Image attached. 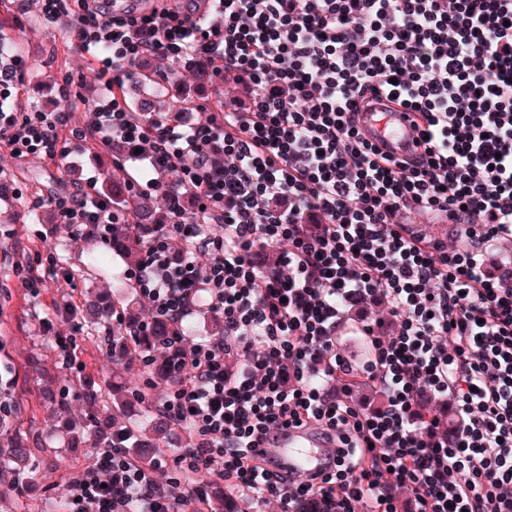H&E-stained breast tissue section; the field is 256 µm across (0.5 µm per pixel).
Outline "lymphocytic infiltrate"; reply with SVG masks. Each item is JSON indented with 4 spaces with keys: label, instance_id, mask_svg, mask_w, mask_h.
Returning <instances> with one entry per match:
<instances>
[{
    "label": "lymphocytic infiltrate",
    "instance_id": "f902f5d3",
    "mask_svg": "<svg viewBox=\"0 0 512 512\" xmlns=\"http://www.w3.org/2000/svg\"><path fill=\"white\" fill-rule=\"evenodd\" d=\"M67 13L111 99L80 127L67 109L1 111L0 142L52 165L69 140H116L175 174L133 276L180 353L163 411L197 437L150 470L96 448L68 512H206L204 473L281 512H401L404 492L415 512H512V283L479 249L512 238V0H40L43 22ZM148 55L199 58L243 96L192 124L129 111L119 91ZM375 110L410 113L418 157L364 137ZM48 203L74 237L129 221L91 186ZM431 218L476 248L428 239ZM202 303L223 331L192 341ZM368 303L394 334L349 323ZM370 383L374 409L353 399ZM444 394L451 425L427 407ZM304 425L333 433L336 458L295 482L260 447Z\"/></svg>",
    "mask_w": 512,
    "mask_h": 512
}]
</instances>
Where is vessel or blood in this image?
<instances>
[{"instance_id": "vessel-or-blood-1", "label": "vessel or blood", "mask_w": 512, "mask_h": 512, "mask_svg": "<svg viewBox=\"0 0 512 512\" xmlns=\"http://www.w3.org/2000/svg\"><path fill=\"white\" fill-rule=\"evenodd\" d=\"M366 131L396 152L402 151L411 135L408 124L397 114L386 115L379 122L368 120ZM335 448V443L319 429L309 426L275 431L263 444L268 458L285 466L297 479L324 470L334 457Z\"/></svg>"}]
</instances>
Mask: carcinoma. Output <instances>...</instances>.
I'll use <instances>...</instances> for the list:
<instances>
[{"mask_svg":"<svg viewBox=\"0 0 512 512\" xmlns=\"http://www.w3.org/2000/svg\"><path fill=\"white\" fill-rule=\"evenodd\" d=\"M135 87L144 96V101L134 105V111L154 114L181 113L193 108L191 90L184 86L178 76V67L172 66L164 78H157L149 69H142L135 81ZM103 193L112 203L130 209L133 223L150 226L156 221L158 205L152 197L146 194H133L130 186L119 182H107L103 185ZM112 253L120 256L127 266L132 267L142 258V243L129 233L126 225L115 224L112 227V239L108 242ZM119 311L122 322L110 324L114 311ZM79 315L84 325L91 331L108 329L109 347L106 355L112 358L114 367L127 362L131 349H136L144 356L151 354L156 348L166 345L168 325L163 320L152 324L150 331L139 334L141 320L133 305L121 307L105 305L100 298L87 300L79 307ZM171 351L163 356L162 361L155 365L153 373L160 379L172 383L177 374L173 371ZM139 390L114 382L106 387L88 383L82 387V397L85 402L86 415L81 421L68 427L71 439L91 438L105 439L113 444H129L133 457L145 468L154 466L156 458L166 447V439L170 434L172 424L162 414L147 407L143 412V428L134 435L121 422L107 424L102 408L104 404L112 405V410L121 412L131 400L138 398ZM32 450L23 441H18L5 452H0V474H7L13 479L24 482L33 478L30 464ZM210 512H242L238 500L214 487L209 502Z\"/></svg>","mask_w":512,"mask_h":512,"instance_id":"1","label":"carcinoma"}]
</instances>
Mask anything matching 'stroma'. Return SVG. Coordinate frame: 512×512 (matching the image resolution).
<instances>
[{"mask_svg":"<svg viewBox=\"0 0 512 512\" xmlns=\"http://www.w3.org/2000/svg\"><path fill=\"white\" fill-rule=\"evenodd\" d=\"M70 27L66 16L55 24L42 23L34 0H24L19 6L10 0L0 10V41L15 44L26 71L40 73L39 80H25L20 100L4 99L1 108L20 112L33 105L56 112L64 107L61 91L66 88L79 99L73 124L91 120L104 88L96 64L73 47ZM0 168L8 177V189L0 193V252L8 254L7 260H0V389L8 391V401L14 406L12 425L0 432V445L9 446L34 432L53 438L52 446L36 450L32 456L37 465L36 481L0 479V512H45L50 499L65 490L95 451L91 441L73 445L63 434L67 423L81 420L85 414L81 377L98 383L112 378V366L103 356L100 340L68 311V302L89 293L105 294L135 300L141 320H150L151 314L147 303L139 300L128 272H116L120 260L107 255L105 243L89 234L74 239L66 231H53L49 205L35 209L30 200L98 185L108 178L148 185L150 193L161 199L174 177L154 174L141 161L102 165L98 153L78 140L71 141L69 155L56 167L36 158L12 157L0 146ZM92 252L105 253L104 263L87 266L86 258ZM50 255L63 264L70 277L47 288L40 299H33L12 263L18 260L34 265ZM61 336L72 338L87 364L85 374L59 362L55 347ZM48 383L65 394V411L54 413L42 404L40 394Z\"/></svg>","mask_w":512,"mask_h":512,"instance_id":"35a3bbf8","label":"stroma"}]
</instances>
